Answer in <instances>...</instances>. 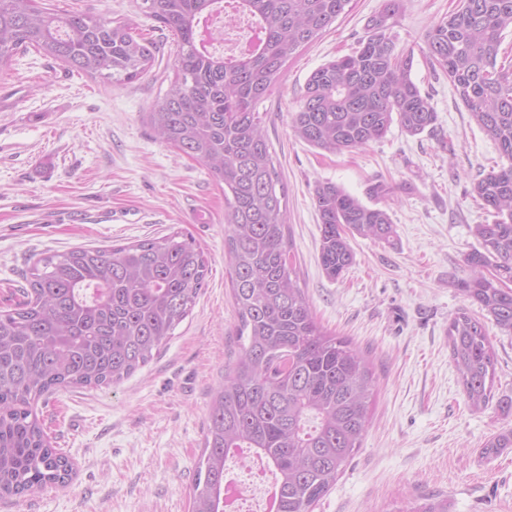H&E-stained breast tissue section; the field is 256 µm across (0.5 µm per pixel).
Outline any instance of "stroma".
<instances>
[{
	"label": "stroma",
	"mask_w": 512,
	"mask_h": 512,
	"mask_svg": "<svg viewBox=\"0 0 512 512\" xmlns=\"http://www.w3.org/2000/svg\"><path fill=\"white\" fill-rule=\"evenodd\" d=\"M137 26L156 44L149 73L120 87L72 74L29 51L0 79V307L38 258L107 248L173 232L192 237L208 262L206 285L160 352L121 383L67 387L41 397L36 414L71 480L0 499V512H190L213 393L238 356L237 314L224 250V189L206 166L142 122L174 76L177 39L136 0H42ZM458 0H403L391 33L412 53V76L437 114L434 133L391 126L353 151L298 139L291 114L311 73L355 51L382 0H350L345 14L286 62L259 109L287 194L290 256L316 321L372 358L378 376L369 428L335 486L313 512H408L428 497L450 512H512V448L486 440L512 429V333L487 330L497 355L495 399L472 409L449 356L446 331L460 309L477 313L458 284L469 228L492 214L474 183L500 161L447 76L423 53L431 27ZM330 181L360 200L385 198L392 243L351 237V266L330 279L319 260L314 189Z\"/></svg>",
	"instance_id": "35a3bbf8"
}]
</instances>
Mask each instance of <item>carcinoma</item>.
<instances>
[{
    "mask_svg": "<svg viewBox=\"0 0 512 512\" xmlns=\"http://www.w3.org/2000/svg\"><path fill=\"white\" fill-rule=\"evenodd\" d=\"M259 27L258 43L228 56L198 38L224 0H140L137 8L179 38L175 76L143 122L163 142L203 162L224 184V247L230 260L240 353L216 391L190 492L191 512H224L227 463L245 448L275 476V512H312L360 448L374 398L372 364L351 342L317 324L285 242L286 195L258 104L296 50L345 12L350 0H233ZM402 0H383L352 53L309 76L291 128L329 152L382 139L396 123L411 136L437 115L412 79L413 56L390 30ZM512 0H459L428 32L424 53L453 84L503 163L473 191L493 216L476 224L460 290L512 332V60L498 62ZM32 49L70 71L119 87L149 73L155 43L128 22L37 0H0V76ZM320 262L339 278L353 263L349 236L389 243L387 210L332 182L314 189ZM207 261L178 233L135 244L76 248L29 267L21 299L0 308V496L70 478L30 401L59 388L118 384L173 336L205 285ZM448 349L470 405L494 397L496 355L485 323L464 309L448 322ZM512 448V431L484 444Z\"/></svg>",
    "mask_w": 512,
    "mask_h": 512,
    "instance_id": "cac0c4a2",
    "label": "carcinoma"
}]
</instances>
